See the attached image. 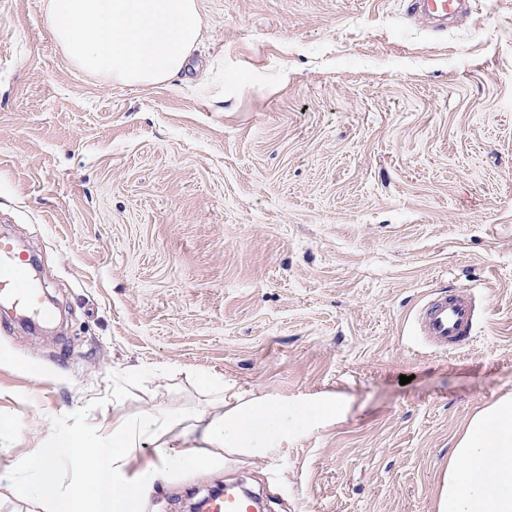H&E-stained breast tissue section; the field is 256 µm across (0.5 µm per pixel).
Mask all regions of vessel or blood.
<instances>
[{
  "mask_svg": "<svg viewBox=\"0 0 512 512\" xmlns=\"http://www.w3.org/2000/svg\"><path fill=\"white\" fill-rule=\"evenodd\" d=\"M464 0H410L409 12L439 21L456 18L463 12ZM30 257L19 252L7 238H0V297L12 300L24 314L48 318L41 302V292L30 278ZM477 301L468 289L434 294L415 313L414 325L435 351L462 349L476 335ZM204 512H253L248 494L217 495L208 499Z\"/></svg>",
  "mask_w": 512,
  "mask_h": 512,
  "instance_id": "1",
  "label": "vessel or blood"
}]
</instances>
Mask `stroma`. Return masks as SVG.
Here are the masks:
<instances>
[{"instance_id":"1","label":"stroma","mask_w":512,"mask_h":512,"mask_svg":"<svg viewBox=\"0 0 512 512\" xmlns=\"http://www.w3.org/2000/svg\"><path fill=\"white\" fill-rule=\"evenodd\" d=\"M194 71L78 70L45 0H0V233L57 302L0 320V465L47 430L245 397L349 398L279 454L171 471L138 512L239 483L264 512H436L474 412L512 393V0L434 30L407 0H198ZM470 288L477 338L412 336ZM409 383H401V376Z\"/></svg>"}]
</instances>
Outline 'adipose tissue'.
<instances>
[{"label":"adipose tissue","mask_w":512,"mask_h":512,"mask_svg":"<svg viewBox=\"0 0 512 512\" xmlns=\"http://www.w3.org/2000/svg\"><path fill=\"white\" fill-rule=\"evenodd\" d=\"M48 27L79 70L116 83L157 85L187 67L202 35L197 0H46ZM207 412L188 416L151 410L136 419L99 422L89 431L47 435L27 462L46 494L45 512H128L155 481L176 467L194 469L201 447L264 458L298 429L335 424L348 411L339 395L294 402L274 394L244 399L206 377ZM152 446L150 479L126 477L139 448ZM73 472L61 493L58 462ZM437 512H512V395L478 409L459 437L442 477Z\"/></svg>","instance_id":"ef3b65f1"}]
</instances>
